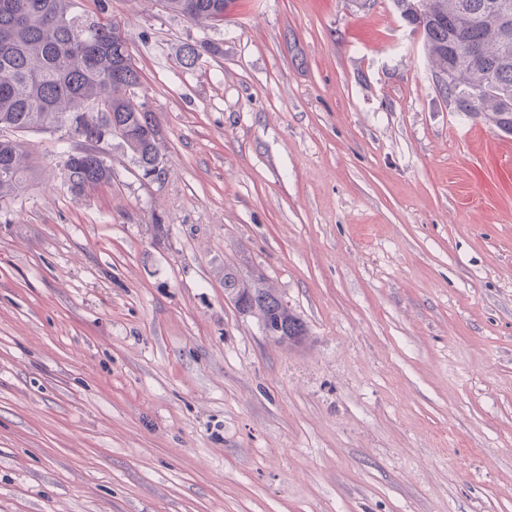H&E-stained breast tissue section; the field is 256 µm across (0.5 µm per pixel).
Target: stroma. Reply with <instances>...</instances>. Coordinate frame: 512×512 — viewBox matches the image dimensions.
<instances>
[{"label": "stroma", "instance_id": "35a3bbf8", "mask_svg": "<svg viewBox=\"0 0 512 512\" xmlns=\"http://www.w3.org/2000/svg\"><path fill=\"white\" fill-rule=\"evenodd\" d=\"M104 4L166 173L26 134L0 202V512H512V136L394 0ZM200 57L184 67L180 53ZM263 278L266 336L224 294ZM164 9L171 14L197 22H212L224 17L227 0H161ZM61 170L68 189L76 197L112 178V169L101 152L69 154ZM224 293L233 302L232 296L239 294L247 295L251 302L245 298L239 302V308L234 303L235 308L241 313L255 314L261 319L264 330L267 331L269 325L274 326L281 323L288 324V330H284L278 341L287 344L300 343L306 336V327L299 317L288 310V305L282 300L275 288L264 284L259 279L254 282L245 281L241 278L237 269L230 265L224 267Z\"/></svg>", "mask_w": 512, "mask_h": 512}]
</instances>
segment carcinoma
I'll return each mask as SVG.
<instances>
[{
  "label": "carcinoma",
  "mask_w": 512,
  "mask_h": 512,
  "mask_svg": "<svg viewBox=\"0 0 512 512\" xmlns=\"http://www.w3.org/2000/svg\"><path fill=\"white\" fill-rule=\"evenodd\" d=\"M422 33L434 73L456 68L457 79L441 90L455 108L512 135V0H406ZM164 9L197 22L224 15L228 0H162ZM78 10L76 0H0V201L22 191L31 151L16 137L1 134L62 130L74 138L112 140V123L129 132L119 144L136 163L153 165L161 156L162 131L151 111L134 99L140 73L129 40L104 16ZM481 51L475 61L468 47ZM475 88H485L480 101ZM102 102L99 112L89 105ZM64 180L76 197L112 178L100 153L67 155ZM224 293L252 300L245 310L263 327L288 325L279 341L301 342L306 327L288 310L276 289L245 281L224 265Z\"/></svg>",
  "instance_id": "1"
}]
</instances>
